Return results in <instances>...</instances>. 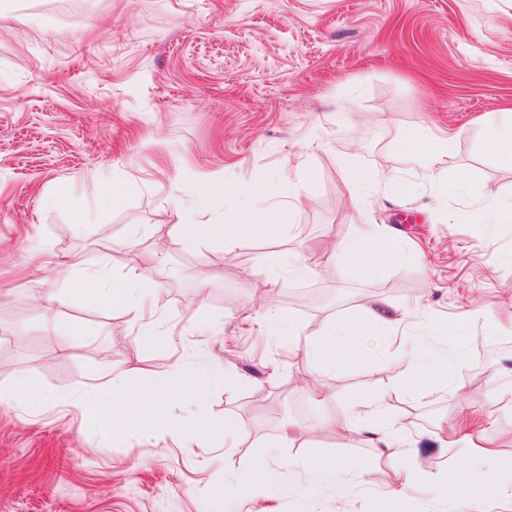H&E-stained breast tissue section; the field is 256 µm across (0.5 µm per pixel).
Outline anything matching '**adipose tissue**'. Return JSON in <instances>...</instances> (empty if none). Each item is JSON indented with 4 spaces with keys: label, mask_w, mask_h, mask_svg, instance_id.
I'll return each instance as SVG.
<instances>
[{
    "label": "adipose tissue",
    "mask_w": 512,
    "mask_h": 512,
    "mask_svg": "<svg viewBox=\"0 0 512 512\" xmlns=\"http://www.w3.org/2000/svg\"><path fill=\"white\" fill-rule=\"evenodd\" d=\"M202 195L201 206L193 213L180 216L175 226L182 249L192 251L207 242L226 244L281 240L283 227L275 208L269 204L272 196L269 185L258 183L252 186L249 199L244 204L239 203L233 188L221 183L204 188ZM216 200L236 209L237 216L232 222L226 224L213 218L211 204ZM338 249L352 269L366 278L379 274L400 258L395 236L380 224L364 225L356 238L339 243ZM127 279L129 284L124 287L103 277H95L97 299L113 307L138 308L140 297L153 293L154 287L144 282L141 268L137 265L129 269ZM406 315V310L375 303L365 305L354 319L326 321L306 334L292 320L280 315L263 321L261 328L292 341L303 340L306 350L313 353L316 364L335 372L361 359L364 337L396 332ZM401 350L409 360L414 377L426 381L428 393L448 395L457 400L462 411L460 423L451 438L443 440V447L469 449L470 459L476 463L497 461L496 445L487 437L486 431L496 425L500 408H512V390L497 393L482 409H472L448 381L449 373L462 369L467 363L463 348H456L451 356L443 359L435 358L433 352L418 344H402ZM116 371L123 379L137 383L135 395H128L119 386L110 388L104 384H92L85 374L79 375L76 387L96 402L106 422L119 420L134 426H158L166 417L167 401L187 395L214 378L210 371L190 378L171 371L148 381L144 378L143 369L132 361L118 365ZM339 426L345 436L376 449L392 447L395 438L408 434L407 425L392 420L380 401L366 398L356 399L349 405ZM438 469L440 477L435 483V492L440 496L452 494L459 512H484L485 500L492 497L512 502V487L504 488L487 480L476 491L469 482V471L458 466L448 467L444 462L439 463Z\"/></svg>",
    "instance_id": "obj_1"
}]
</instances>
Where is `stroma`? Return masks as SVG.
Returning <instances> with one entry per match:
<instances>
[{
	"label": "stroma",
	"mask_w": 512,
	"mask_h": 512,
	"mask_svg": "<svg viewBox=\"0 0 512 512\" xmlns=\"http://www.w3.org/2000/svg\"><path fill=\"white\" fill-rule=\"evenodd\" d=\"M0 512H382L378 498L399 463L430 468L461 448L436 434L457 421L454 401L415 395L409 362L390 338L368 336L364 356L340 372L313 367L302 345L259 331L265 313L301 328L357 316L367 302L410 307L406 334L438 352L452 344L434 323L463 328L468 361L453 380L482 402L512 389V222L489 221L512 199V167L475 134L485 117L512 109V0H0ZM456 132L435 182L406 153L420 127ZM371 174L351 190L346 167ZM289 178L297 205L284 207L278 244H206L183 250L177 211L198 206L191 183L224 182L239 198L257 183ZM466 181L467 188L452 190ZM123 187L100 202L103 183ZM80 200L82 228L62 197ZM389 225L401 259L362 279L342 255L301 276L274 266L355 236L364 216ZM158 252L154 305L137 315L72 299L38 256L107 260L124 283L133 255ZM277 288H265L267 279ZM77 335L43 327L46 311ZM168 335L148 346L141 323ZM135 360L152 372L206 368L220 383L167 407L172 444L142 427L106 438L98 409L74 383L79 373L113 379ZM32 378L46 403L36 414L14 397ZM319 385L320 405L304 393ZM383 399L412 435L413 456L347 441L325 428L357 398ZM234 418L241 447L224 445ZM302 438L276 447L285 421ZM362 460L363 477L316 488L305 461ZM274 458L273 484L253 492L248 475Z\"/></svg>",
	"instance_id": "35a3bbf8"
}]
</instances>
